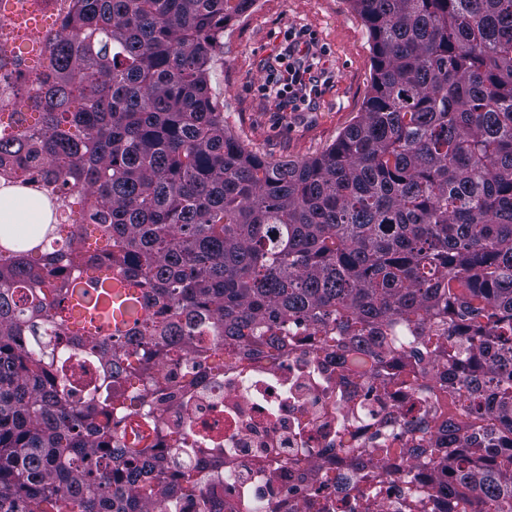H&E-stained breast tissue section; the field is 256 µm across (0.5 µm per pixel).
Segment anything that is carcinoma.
<instances>
[{
	"instance_id": "carcinoma-1",
	"label": "carcinoma",
	"mask_w": 512,
	"mask_h": 512,
	"mask_svg": "<svg viewBox=\"0 0 512 512\" xmlns=\"http://www.w3.org/2000/svg\"><path fill=\"white\" fill-rule=\"evenodd\" d=\"M253 3L0 0V202L60 227L0 224V512H182L222 438L140 405L302 346L413 436L325 473L333 512L400 469L398 512H512V0H351L364 112L286 162L210 85Z\"/></svg>"
}]
</instances>
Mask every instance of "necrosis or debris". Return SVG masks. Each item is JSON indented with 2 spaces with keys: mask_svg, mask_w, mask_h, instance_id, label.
Here are the masks:
<instances>
[{
  "mask_svg": "<svg viewBox=\"0 0 512 512\" xmlns=\"http://www.w3.org/2000/svg\"><path fill=\"white\" fill-rule=\"evenodd\" d=\"M335 384L333 361L301 351L220 377L203 373L190 405L171 417L224 438L223 476L206 485L207 497L223 500L224 512H291L317 486L312 464L323 449L335 447L337 431L349 426L360 442L369 441L365 423L352 412L353 402L367 397L388 416L379 435L402 433L395 400L363 385L346 387L338 401L330 396Z\"/></svg>",
  "mask_w": 512,
  "mask_h": 512,
  "instance_id": "obj_1",
  "label": "necrosis or debris"
}]
</instances>
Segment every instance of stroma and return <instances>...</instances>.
<instances>
[{
	"label": "stroma",
	"instance_id": "obj_1",
	"mask_svg": "<svg viewBox=\"0 0 512 512\" xmlns=\"http://www.w3.org/2000/svg\"><path fill=\"white\" fill-rule=\"evenodd\" d=\"M305 31L326 62L318 91L296 111L279 108L288 84V33ZM211 86L229 131L253 152L278 160L316 156L363 110L373 72L368 29L349 0H255L224 30Z\"/></svg>",
	"mask_w": 512,
	"mask_h": 512
}]
</instances>
